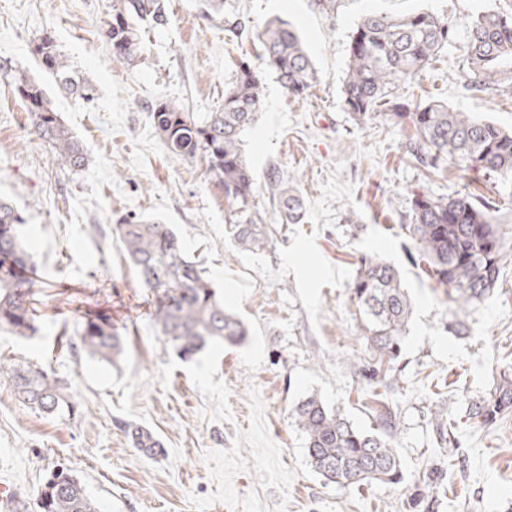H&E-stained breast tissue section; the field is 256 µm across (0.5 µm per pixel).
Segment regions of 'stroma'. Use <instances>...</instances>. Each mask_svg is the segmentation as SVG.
I'll list each match as a JSON object with an SVG mask.
<instances>
[{
	"mask_svg": "<svg viewBox=\"0 0 512 512\" xmlns=\"http://www.w3.org/2000/svg\"><path fill=\"white\" fill-rule=\"evenodd\" d=\"M112 2L0 0V64L9 68L0 74V198L25 220L41 309L30 336L0 329V363H32L66 380L76 406L48 415L0 381V512H25L61 468L85 482L101 512H512V414L490 426L468 416L512 371V182L450 164L427 175L392 121L357 123L341 95L358 20L423 10L447 18L456 35L422 83L399 85L398 101L438 100L512 128V97L468 90L460 78L468 18L511 11L512 0H343L331 17L313 0H228L249 28L274 16L291 21L320 78L298 99L264 77L261 118L243 137L270 238L257 254L234 245L224 192L205 162L174 157L148 117L162 99L195 113L221 107L239 63L253 57L249 39L209 16L205 0H168V27L146 33L129 66L114 61L103 34ZM45 32L95 85L93 101L42 68L33 46ZM17 71L42 83L82 143V171L51 165L15 94ZM273 166L305 201L301 223H281L269 205L263 187ZM468 191L502 205L506 257L493 292L460 311L405 226L414 196ZM120 214L176 229L248 326L243 343L186 360L165 342L112 230ZM365 256L398 269L412 304L401 355L380 373L350 299ZM88 310L118 328L124 351L114 362L83 351L77 330ZM311 395L360 429L387 432L402 482L345 488L316 474L293 415ZM438 411L454 426L446 445ZM130 424L150 431L166 455L143 456Z\"/></svg>",
	"mask_w": 512,
	"mask_h": 512,
	"instance_id": "stroma-1",
	"label": "stroma"
}]
</instances>
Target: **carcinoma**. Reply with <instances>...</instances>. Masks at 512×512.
Segmentation results:
<instances>
[{
	"label": "carcinoma",
	"instance_id": "carcinoma-1",
	"mask_svg": "<svg viewBox=\"0 0 512 512\" xmlns=\"http://www.w3.org/2000/svg\"><path fill=\"white\" fill-rule=\"evenodd\" d=\"M168 24L166 0H113L112 14L105 22L112 56L133 64L141 55L142 26L165 28ZM451 40L448 20L431 12L363 16L350 37L341 90L344 109L358 123L387 116L400 128L410 129V151L430 171L451 161L463 171H483L511 180L512 131L441 101L413 109L395 102L394 88L425 77ZM253 41L259 48L258 64L242 67L224 91L222 109L199 120L175 102L161 100L152 107L150 120L171 154L206 159L208 175L224 191L235 245L256 253L268 248L269 236L262 217L254 211L255 176L243 154L241 135L260 119L265 73L276 75L284 92L298 98L317 86L319 75L288 21L268 19L254 33ZM34 52L59 84L83 100H93L94 85L72 75L52 35L40 37ZM464 60L461 78L468 88L512 93V11L487 10L470 19L464 28ZM14 86L35 134L47 144L56 165L62 170L84 167L81 143L62 123L42 86L24 75ZM264 189L281 223L301 221L303 200L288 186L280 169H270ZM23 223L19 211L0 200V327L10 328L17 336L35 331L36 317V281L27 276L33 261L21 235ZM497 224L494 209L476 203L470 192L447 199L422 195L412 202L407 229L428 262L431 278L450 301L470 305L496 287L505 256ZM115 232L151 296L153 322L178 354L190 359L210 345L245 340L248 329L224 308L212 282L190 259L171 225L119 216ZM351 300L372 357L381 367L393 365L411 314V301L398 270L378 257L362 259ZM78 337L94 359L112 362L122 352L112 321L100 314L83 316ZM2 378L28 407L47 414L74 409L67 382L38 366L0 365ZM293 412L305 436L308 462L327 481L343 487L401 482L397 452L384 435L354 427L315 396L299 402ZM511 412L512 374L505 371L493 393L474 405L470 415L494 423ZM130 434L136 448L158 445L142 428L134 427ZM34 508L36 512H98L85 484L62 470L38 491Z\"/></svg>",
	"mask_w": 512,
	"mask_h": 512
}]
</instances>
